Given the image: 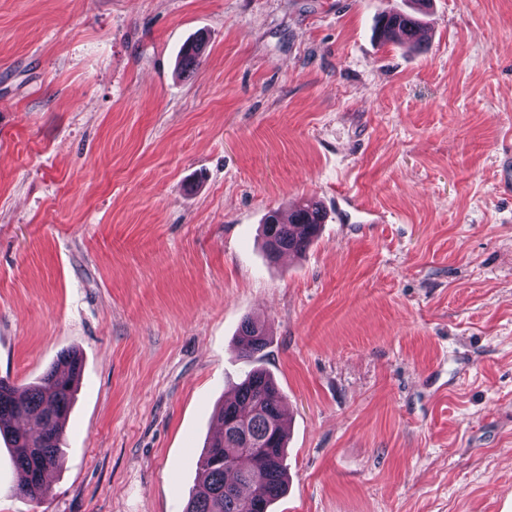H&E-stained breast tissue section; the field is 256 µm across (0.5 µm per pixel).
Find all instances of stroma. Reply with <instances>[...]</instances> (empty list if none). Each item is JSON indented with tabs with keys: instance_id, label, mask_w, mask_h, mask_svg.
<instances>
[{
	"instance_id": "obj_1",
	"label": "stroma",
	"mask_w": 512,
	"mask_h": 512,
	"mask_svg": "<svg viewBox=\"0 0 512 512\" xmlns=\"http://www.w3.org/2000/svg\"><path fill=\"white\" fill-rule=\"evenodd\" d=\"M410 8L0 0V378L81 361L48 497L0 440V512H184L255 367L270 512H512V0H430L421 52L378 37ZM309 199L318 238L270 262ZM323 219L320 205L313 200L298 205L287 224L280 221L276 211H271L264 224L265 244L270 258L305 251L317 237ZM266 331L264 324L253 318L243 321L237 342V353L243 358H253L266 346Z\"/></svg>"
}]
</instances>
